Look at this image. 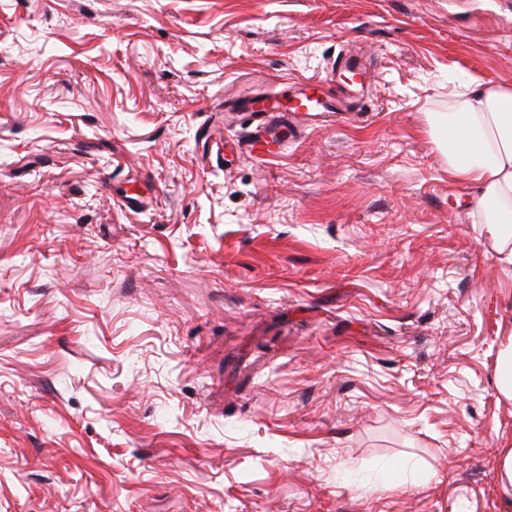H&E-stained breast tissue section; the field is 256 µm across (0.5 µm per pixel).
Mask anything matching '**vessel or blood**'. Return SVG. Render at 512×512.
Instances as JSON below:
<instances>
[{
	"label": "vessel or blood",
	"mask_w": 512,
	"mask_h": 512,
	"mask_svg": "<svg viewBox=\"0 0 512 512\" xmlns=\"http://www.w3.org/2000/svg\"><path fill=\"white\" fill-rule=\"evenodd\" d=\"M290 98L286 104L278 95H263L234 104V111L244 113L252 124L250 137L241 144L249 155L264 159L285 149L299 131L304 114L322 112L331 116L342 109L339 98L325 94L316 81L293 87Z\"/></svg>",
	"instance_id": "obj_1"
}]
</instances>
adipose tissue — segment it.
<instances>
[{"label":"adipose tissue","mask_w":512,"mask_h":512,"mask_svg":"<svg viewBox=\"0 0 512 512\" xmlns=\"http://www.w3.org/2000/svg\"><path fill=\"white\" fill-rule=\"evenodd\" d=\"M455 180L475 186L500 263L512 264V82L476 79L445 112L429 115Z\"/></svg>","instance_id":"obj_1"}]
</instances>
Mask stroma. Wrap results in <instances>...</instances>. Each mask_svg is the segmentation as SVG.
I'll return each mask as SVG.
<instances>
[{
  "label": "stroma",
  "instance_id": "obj_1",
  "mask_svg": "<svg viewBox=\"0 0 512 512\" xmlns=\"http://www.w3.org/2000/svg\"><path fill=\"white\" fill-rule=\"evenodd\" d=\"M459 69L512 82V0H0V512H502ZM285 78L356 109L218 154Z\"/></svg>",
  "mask_w": 512,
  "mask_h": 512
}]
</instances>
